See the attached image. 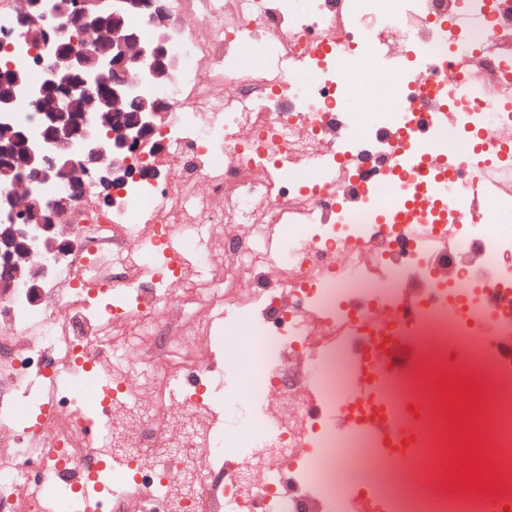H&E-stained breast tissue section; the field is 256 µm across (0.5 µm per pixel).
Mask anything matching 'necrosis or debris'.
<instances>
[{
    "label": "necrosis or debris",
    "mask_w": 512,
    "mask_h": 512,
    "mask_svg": "<svg viewBox=\"0 0 512 512\" xmlns=\"http://www.w3.org/2000/svg\"><path fill=\"white\" fill-rule=\"evenodd\" d=\"M171 4L182 63L163 148L140 150L164 179L108 210L88 184L51 299L0 300V512H79L93 483L105 512H484L402 492L353 405L387 336L479 337L473 368L512 384V164L489 165L512 141V0ZM448 57V121L417 148L471 165L414 182L393 142ZM411 194L447 195V222L393 223ZM408 405L383 376L363 408L415 437L421 476L447 468L440 397ZM498 415L480 440L511 485L512 397Z\"/></svg>",
    "instance_id": "obj_1"
}]
</instances>
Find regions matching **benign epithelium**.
<instances>
[{
    "instance_id": "obj_1",
    "label": "benign epithelium",
    "mask_w": 512,
    "mask_h": 512,
    "mask_svg": "<svg viewBox=\"0 0 512 512\" xmlns=\"http://www.w3.org/2000/svg\"><path fill=\"white\" fill-rule=\"evenodd\" d=\"M36 5L30 0L19 13L14 37L28 44L42 70V138L32 141L18 126L0 121V158L20 172L0 188V293L23 286L33 305L40 303L42 285L68 252L69 242L55 239L58 225L42 220L34 224L32 218L43 209L70 212L86 191V175L107 187L114 205L129 181L159 177L152 165L134 166L132 159L155 136L167 102L142 89L132 71H148L156 87L180 65L170 49L175 20L169 0H120L125 11L142 16L156 32L149 43L124 26L117 12L108 21L77 3L67 20L45 27L34 14ZM83 43L98 48L101 68L112 73L104 96L82 86L87 55ZM59 84L69 89L62 100L53 95ZM39 246L44 247L42 263L22 273V265Z\"/></svg>"
}]
</instances>
